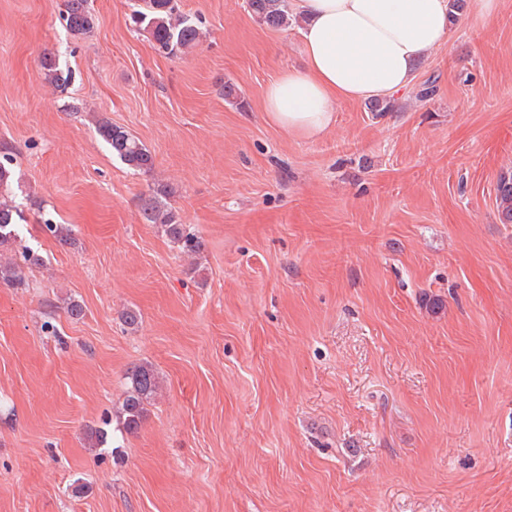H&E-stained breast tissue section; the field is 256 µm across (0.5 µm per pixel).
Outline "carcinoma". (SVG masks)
<instances>
[{"instance_id": "carcinoma-1", "label": "carcinoma", "mask_w": 512, "mask_h": 512, "mask_svg": "<svg viewBox=\"0 0 512 512\" xmlns=\"http://www.w3.org/2000/svg\"><path fill=\"white\" fill-rule=\"evenodd\" d=\"M250 14L260 23L272 29L288 26L289 14L286 0H247ZM137 30L143 31L164 52L189 53L202 38V31L195 19L177 11L176 0H137L133 14ZM62 20L74 36L90 33L96 17L88 7V0H64ZM44 79L59 88H66L71 72L60 66L59 59L44 54L39 63ZM96 131L107 144L113 156L128 168L147 172L153 167V156L145 145L124 128L101 117L96 121ZM13 192V170L11 157L0 158V250H17L20 262L0 265V285L16 287L23 283L25 266L39 265L43 258L23 244L19 220L22 214L5 201ZM174 194L173 189L162 186L139 200L140 215L147 224H159L166 236L188 253H198L203 248L202 240L183 224L175 211L163 202ZM497 213L500 223L512 224V171L499 175L496 185ZM43 230L62 246L73 243L72 230L66 224H57L50 218L43 219ZM126 389L120 407L119 419L122 428L136 431L143 422L147 405L154 398L157 376L147 365H139L127 372Z\"/></svg>"}]
</instances>
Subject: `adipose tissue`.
Wrapping results in <instances>:
<instances>
[{"label": "adipose tissue", "instance_id": "adipose-tissue-1", "mask_svg": "<svg viewBox=\"0 0 512 512\" xmlns=\"http://www.w3.org/2000/svg\"><path fill=\"white\" fill-rule=\"evenodd\" d=\"M300 21L305 66L282 72L263 96L269 121L315 139L342 101L393 99L416 67L449 42L450 0H289Z\"/></svg>", "mask_w": 512, "mask_h": 512}]
</instances>
